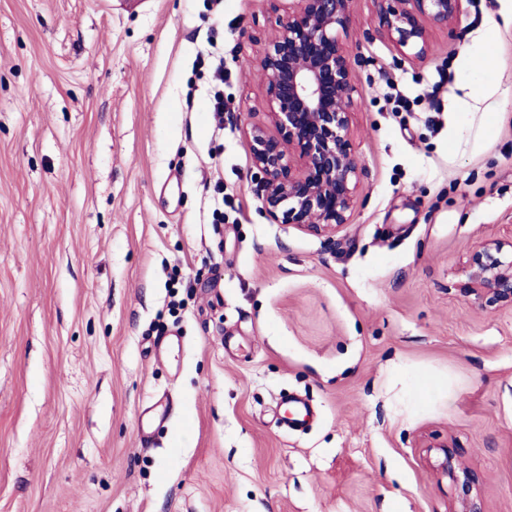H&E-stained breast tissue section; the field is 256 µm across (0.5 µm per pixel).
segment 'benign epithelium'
<instances>
[{"mask_svg": "<svg viewBox=\"0 0 512 512\" xmlns=\"http://www.w3.org/2000/svg\"><path fill=\"white\" fill-rule=\"evenodd\" d=\"M383 27L397 43L425 55L428 30L458 18L463 0H382ZM353 0H288L257 67L268 76L264 104L273 130L248 131L259 191L271 218L317 234L348 225L359 161L349 139L356 91L350 56L338 37ZM463 293L484 307L512 308V240L475 249L464 270ZM442 475L459 489L449 512H481L479 480L462 468L453 443L434 445Z\"/></svg>", "mask_w": 512, "mask_h": 512, "instance_id": "7a95c632", "label": "benign epithelium"}]
</instances>
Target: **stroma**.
<instances>
[{
	"label": "stroma",
	"instance_id": "35a3bbf8",
	"mask_svg": "<svg viewBox=\"0 0 512 512\" xmlns=\"http://www.w3.org/2000/svg\"><path fill=\"white\" fill-rule=\"evenodd\" d=\"M499 9L415 60L355 0L362 175L327 237L264 212L244 131L278 0H0V512H448L445 440L512 512V310L461 291L512 238V27L456 66ZM466 81L501 89L459 120L479 151L448 144ZM292 395L317 415L288 431ZM167 407L164 401L159 400L143 412L137 427L141 442H147L154 429L166 420Z\"/></svg>",
	"mask_w": 512,
	"mask_h": 512
}]
</instances>
